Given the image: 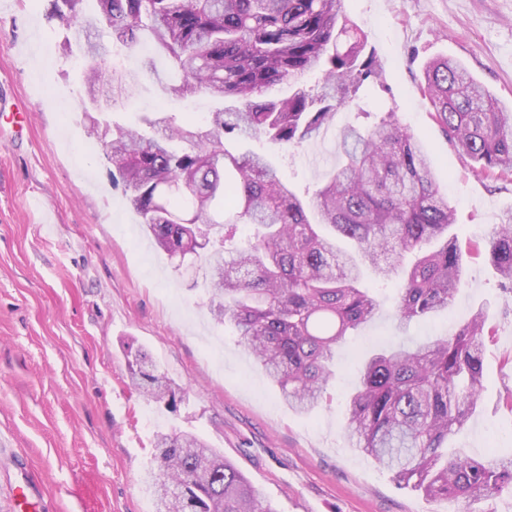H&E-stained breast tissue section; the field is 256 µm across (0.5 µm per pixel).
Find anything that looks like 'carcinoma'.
Instances as JSON below:
<instances>
[{"label": "carcinoma", "mask_w": 512, "mask_h": 512, "mask_svg": "<svg viewBox=\"0 0 512 512\" xmlns=\"http://www.w3.org/2000/svg\"><path fill=\"white\" fill-rule=\"evenodd\" d=\"M344 0H111L108 17L83 0H50L49 17L91 40L98 58L85 71L93 102L105 86L128 94L138 76L102 65L112 48L149 42L169 64L150 73L172 98L205 95L218 103L196 122L159 112L123 126L112 112L89 117L87 134L119 175L145 234L172 254L204 255L210 313L229 324L282 399L313 411L331 377L336 346L380 311L362 285L363 265L390 277L403 269L398 327L447 309L462 283L455 222L418 137L386 112L369 129L342 133V161L307 199L282 181L270 159L235 153L225 137L262 136L299 147L329 127L336 110L383 66L367 41L350 36ZM320 75L321 90L304 78ZM285 98L266 95L283 82ZM424 96L448 141L483 177L512 175V111L505 112L457 62L430 61ZM253 233L237 243L238 226ZM512 292V210L484 244ZM487 310L451 336L384 348L363 361L345 410L353 447L399 484L431 498L468 501L512 487V458H448V439L476 409L483 378ZM132 385L149 401L176 402L175 383L135 355ZM146 483L155 512H277L235 466L193 435H156Z\"/></svg>", "instance_id": "cac0c4a2"}]
</instances>
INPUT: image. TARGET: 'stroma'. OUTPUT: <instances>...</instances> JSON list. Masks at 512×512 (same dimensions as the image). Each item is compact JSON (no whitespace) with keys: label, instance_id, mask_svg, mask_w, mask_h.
Listing matches in <instances>:
<instances>
[{"label":"stroma","instance_id":"35a3bbf8","mask_svg":"<svg viewBox=\"0 0 512 512\" xmlns=\"http://www.w3.org/2000/svg\"><path fill=\"white\" fill-rule=\"evenodd\" d=\"M48 12L49 0H0V114L30 117L19 134L0 126V434L8 442L0 447V512L9 487L26 478L39 483L49 512H155L144 477L156 433L171 430L221 451L278 512H512L508 488L461 504L400 486L343 430L360 357L450 335L483 307L490 336L482 398L449 451L512 456V294L482 255L485 236L512 210V176H477L420 90L424 65L444 56L511 107L512 0H345L350 26L383 64L380 79L305 147L227 142L268 155L283 181L310 194L339 163L340 129L371 126V114L391 110L420 138L455 208L464 286L449 310L398 330L394 281L366 271L380 312L337 348L336 376L309 414L288 407L231 328L214 323L204 285L143 232L85 133L78 37ZM150 60L166 71L147 43L113 57L141 75L113 104L115 122L160 109L200 121L213 110L204 95L168 98L142 74ZM139 350L174 380L176 409L146 403L132 386L128 362Z\"/></svg>","mask_w":512,"mask_h":512}]
</instances>
